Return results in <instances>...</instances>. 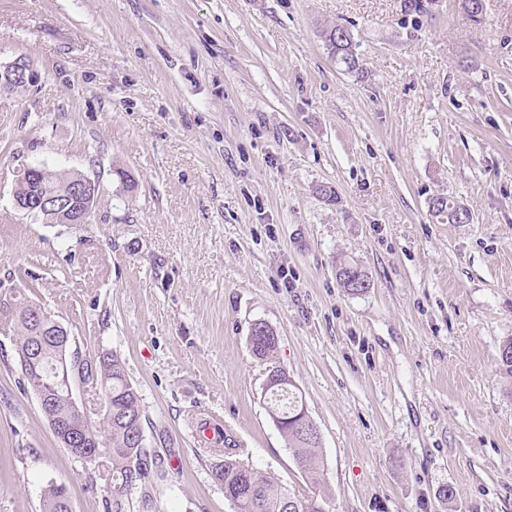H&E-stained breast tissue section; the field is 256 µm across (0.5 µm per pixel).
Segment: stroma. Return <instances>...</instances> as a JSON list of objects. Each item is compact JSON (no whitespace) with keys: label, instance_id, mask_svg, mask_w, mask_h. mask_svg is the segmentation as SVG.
<instances>
[{"label":"stroma","instance_id":"1","mask_svg":"<svg viewBox=\"0 0 512 512\" xmlns=\"http://www.w3.org/2000/svg\"><path fill=\"white\" fill-rule=\"evenodd\" d=\"M403 3L0 0V60L42 74L0 94V290L50 311L71 352L124 361L148 450L125 512H232L211 477L227 456L329 512H512V0L477 21L434 0L416 27ZM328 23L364 77L328 53ZM42 162L98 180L93 223L15 209ZM439 194L471 223L434 216ZM257 320L319 430V484L266 411ZM14 338L0 325V512H43L51 482L73 512H111ZM206 418L222 451L195 442ZM320 36L328 53L342 64L346 71L364 77L356 51V43L348 29L341 25H329L321 30ZM40 404L48 418L49 426L55 437L58 440L63 441L70 448L72 445H77V436L74 433H71L70 429L64 424V422L60 421L59 417L51 411L56 403L52 400L45 399L43 402L40 400Z\"/></svg>","mask_w":512,"mask_h":512}]
</instances>
